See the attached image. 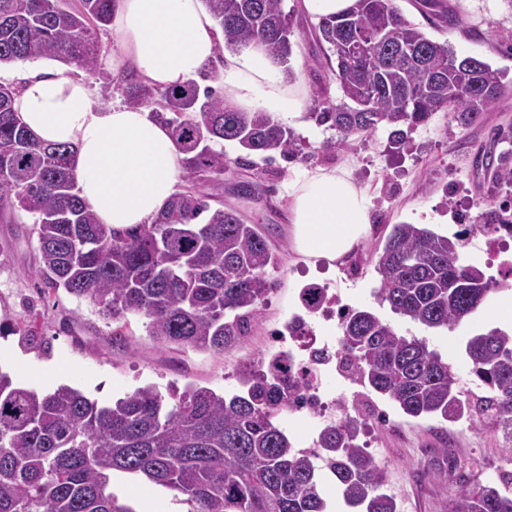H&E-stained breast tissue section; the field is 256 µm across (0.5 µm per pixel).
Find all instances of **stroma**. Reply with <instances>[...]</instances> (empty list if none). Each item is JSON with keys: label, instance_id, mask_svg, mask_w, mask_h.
Returning a JSON list of instances; mask_svg holds the SVG:
<instances>
[{"label": "stroma", "instance_id": "35a3bbf8", "mask_svg": "<svg viewBox=\"0 0 512 512\" xmlns=\"http://www.w3.org/2000/svg\"><path fill=\"white\" fill-rule=\"evenodd\" d=\"M295 2L284 0L294 30L288 68L306 87L323 80L331 97L339 98L332 75L320 68L324 55L310 36L313 24L297 11ZM448 5L459 12L463 23L433 31V38L457 55L488 62L506 92L501 110L490 113L483 123L463 129L446 112H438L412 132L410 150L400 155L388 151V132L382 127L353 141L348 149L325 153L323 143L334 139L336 132L314 122L297 128L303 149L291 160L276 154L255 155L250 165L241 166L239 146L225 143L224 154L232 168L223 181L209 182L205 190L225 207L238 210L247 223L258 225L281 258L280 268L271 273L275 286L250 336L222 353L170 348L149 336L142 320L134 318L126 329L127 342L113 340L111 327L88 302L62 290L40 289V253L32 221L26 213L7 211L0 213V370L27 388L49 391L66 384L102 403L148 385L163 389L191 383L228 397L242 394L244 367L274 353L271 333L300 313L301 288L316 283L353 307L374 311L401 333L426 338L460 381L469 383L463 347L476 329L488 326L485 315L448 330L401 319L379 302L380 278L375 270L393 225L422 224L449 237L461 229L456 205L478 215L475 161L488 146L492 129L512 123V0H448ZM318 166L347 169L371 200L372 230L343 264L324 259L305 262L292 243L283 185L289 170ZM242 179L261 184L260 200L234 192L233 183ZM322 387L356 418L358 442L367 445L401 512H448V496L457 486L449 459L464 462L472 476L487 480L495 476L494 465L504 457L501 433L483 425L411 418L387 398L337 373L324 377ZM112 488L135 512L189 509L182 495L139 476L114 474Z\"/></svg>", "mask_w": 512, "mask_h": 512}]
</instances>
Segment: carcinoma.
Instances as JSON below:
<instances>
[{
	"mask_svg": "<svg viewBox=\"0 0 512 512\" xmlns=\"http://www.w3.org/2000/svg\"><path fill=\"white\" fill-rule=\"evenodd\" d=\"M117 0H0V65L46 58L74 64L112 88L98 67L96 30L112 21ZM284 0H205L224 30V47L260 43L281 64L293 52ZM433 26L460 19L444 0H421ZM312 37L327 44L322 67L338 84L313 92L310 117L336 130L323 146L342 150L378 127L401 153L410 133L437 112L457 126L483 122L500 108L498 73L481 60L473 69L410 22L397 0H356L350 11L320 19ZM128 105L151 108L184 154L186 187L155 221L126 229L98 223L71 177L73 152L33 137L14 101L18 87L0 83V211L33 219L42 259V289L85 300L117 324L146 319L164 345L222 352L249 335L271 291L278 257L255 224L219 205L201 183L224 178V142L249 153L292 159L298 135L264 112H241L221 95L189 81L164 90L132 79ZM512 126L492 132L482 158L483 225L512 227V204L495 202L512 187ZM467 227L449 238L422 224H396L376 261L378 297L390 310L427 328H454L499 291L479 266L463 263ZM345 373L413 418L463 419L500 430L512 462V332L478 329L465 344L473 379L487 390L467 397L447 362L425 338L407 336L370 309L354 308L342 325ZM247 393L226 398L188 385L162 393L138 388L109 404L60 386L39 393L0 372V512H133L112 492L116 472L141 475L186 497L189 512H329L321 475L361 512H399L383 490L374 458L358 443L357 421L326 423L320 454L296 448L277 419L310 384L272 362L246 371ZM448 512H512V472L465 482Z\"/></svg>",
	"mask_w": 512,
	"mask_h": 512,
	"instance_id": "cac0c4a2",
	"label": "carcinoma"
}]
</instances>
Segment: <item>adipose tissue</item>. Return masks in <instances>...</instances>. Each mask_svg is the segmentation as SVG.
I'll list each match as a JSON object with an SVG mask.
<instances>
[{
	"label": "adipose tissue",
	"instance_id": "1",
	"mask_svg": "<svg viewBox=\"0 0 512 512\" xmlns=\"http://www.w3.org/2000/svg\"><path fill=\"white\" fill-rule=\"evenodd\" d=\"M116 45L98 60L113 76L133 74L165 88L218 63L225 102L282 124H307L301 80L288 79L262 46L223 51L224 32L203 0H117ZM18 115L37 139L74 149L72 175L100 223L122 229L152 223L183 184V154L147 108H94L88 84L41 62L16 69ZM296 251L309 260L347 255L371 229L369 195L336 168L295 169L283 189Z\"/></svg>",
	"mask_w": 512,
	"mask_h": 512
}]
</instances>
